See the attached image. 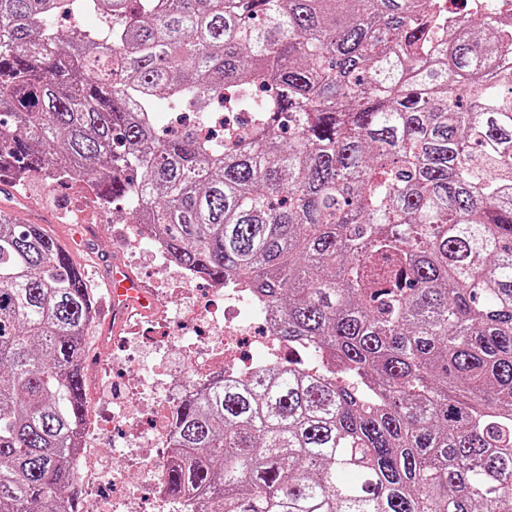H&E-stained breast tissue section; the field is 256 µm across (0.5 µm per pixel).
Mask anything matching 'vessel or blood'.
Returning <instances> with one entry per match:
<instances>
[{
    "mask_svg": "<svg viewBox=\"0 0 512 512\" xmlns=\"http://www.w3.org/2000/svg\"><path fill=\"white\" fill-rule=\"evenodd\" d=\"M155 307L152 293L120 263H113L108 276V300L100 313L103 323L122 328L134 313H150Z\"/></svg>",
    "mask_w": 512,
    "mask_h": 512,
    "instance_id": "1",
    "label": "vessel or blood"
}]
</instances>
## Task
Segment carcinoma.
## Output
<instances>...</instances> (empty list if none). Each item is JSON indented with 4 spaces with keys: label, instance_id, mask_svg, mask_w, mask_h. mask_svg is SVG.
<instances>
[{
    "label": "carcinoma",
    "instance_id": "obj_1",
    "mask_svg": "<svg viewBox=\"0 0 512 512\" xmlns=\"http://www.w3.org/2000/svg\"><path fill=\"white\" fill-rule=\"evenodd\" d=\"M499 2L0 0V172L47 168L278 316L171 414L198 512H512V25ZM90 10L97 30L59 32ZM167 105L194 121L154 132ZM247 112L246 132L202 128ZM82 273L0 210V512H82Z\"/></svg>",
    "mask_w": 512,
    "mask_h": 512
}]
</instances>
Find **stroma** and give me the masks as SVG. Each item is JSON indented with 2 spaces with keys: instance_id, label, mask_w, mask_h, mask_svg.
I'll list each match as a JSON object with an SVG mask.
<instances>
[{
  "instance_id": "stroma-1",
  "label": "stroma",
  "mask_w": 512,
  "mask_h": 512,
  "mask_svg": "<svg viewBox=\"0 0 512 512\" xmlns=\"http://www.w3.org/2000/svg\"><path fill=\"white\" fill-rule=\"evenodd\" d=\"M0 210L18 223L38 224L71 252L89 285L99 297L107 295V273L112 262H120L151 287L156 310L139 317L137 333L144 340L138 352H130V334L90 325L84 332L89 412H107L113 402L140 414L139 428L149 433L151 423L143 418V407L165 400V383L171 374L182 373V357L191 344L208 330L196 320L198 308L223 305L224 298L208 292L207 283H181L177 271L161 267L151 247L141 244V233L122 211L101 210L84 185L45 186L39 179L15 187L0 181ZM91 446L104 465L123 470L125 480L116 495L150 496L152 484L144 466H131L133 446L124 427H105L96 432Z\"/></svg>"
}]
</instances>
